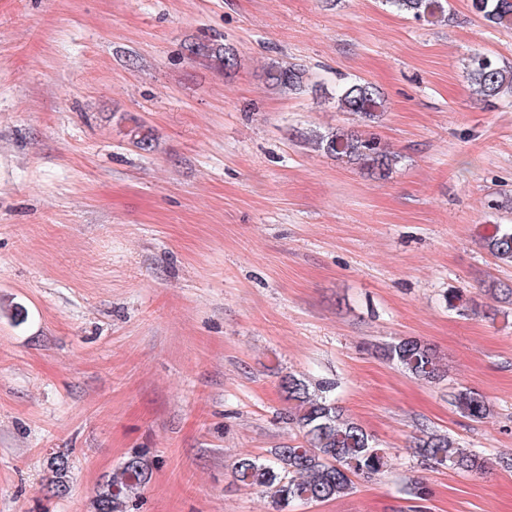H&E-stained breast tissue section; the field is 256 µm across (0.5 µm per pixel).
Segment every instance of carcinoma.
<instances>
[{
	"label": "carcinoma",
	"instance_id": "carcinoma-1",
	"mask_svg": "<svg viewBox=\"0 0 512 512\" xmlns=\"http://www.w3.org/2000/svg\"><path fill=\"white\" fill-rule=\"evenodd\" d=\"M398 11L416 19L437 12L444 13L442 0H385ZM472 8L489 25L512 23V0H472ZM190 57L209 61L226 73L238 65L236 49L230 44L209 41L187 46ZM467 78L474 93L484 101L512 95V66L489 55L477 53L467 64ZM269 86L283 92H303L308 88L305 69L296 64L271 63L266 69ZM337 108L372 121L385 109L386 100L372 82L356 80L345 84L336 95ZM132 144L144 151L153 148L152 130L135 120L127 131ZM307 141L324 154L357 167L378 179L385 178L398 163V155L389 151L377 137L352 128H338L318 133ZM483 247L499 262L512 264V224H494L482 238ZM488 292L512 305V285L492 279ZM381 358L415 378L439 382L448 374L447 364L423 341L408 337L378 347ZM281 388L293 404L289 424L303 433L302 441L270 451L267 457L245 456L235 464L234 475L246 487L257 489L274 503L277 512L290 506L323 502L347 494L353 478L371 479L386 465L385 451L373 436L336 406L327 392L333 384L316 386L293 374L283 377ZM451 403L464 416L481 421L492 409L485 397L468 388L451 393ZM415 448L422 462L430 467L448 466L466 472L481 471L484 460L462 450L448 434L420 430ZM46 487L49 493L67 491L70 461L64 454L51 453L46 458ZM150 480V466L140 456H133L104 477L95 495V512H129L130 503L140 497Z\"/></svg>",
	"mask_w": 512,
	"mask_h": 512
}]
</instances>
